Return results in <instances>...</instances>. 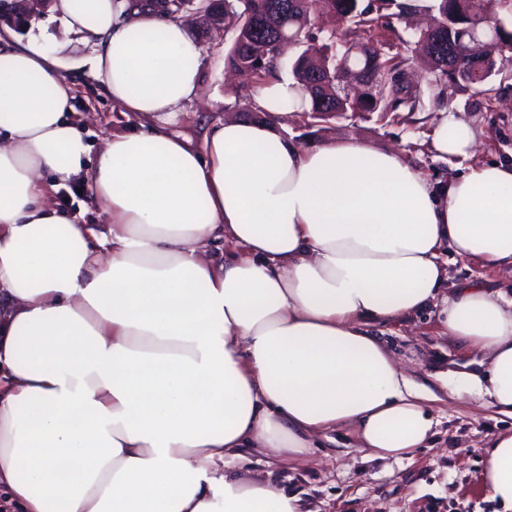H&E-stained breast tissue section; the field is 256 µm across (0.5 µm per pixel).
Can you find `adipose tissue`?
Masks as SVG:
<instances>
[{"label":"adipose tissue","mask_w":512,"mask_h":512,"mask_svg":"<svg viewBox=\"0 0 512 512\" xmlns=\"http://www.w3.org/2000/svg\"><path fill=\"white\" fill-rule=\"evenodd\" d=\"M51 11L137 129L91 148L60 48L0 30L1 496L22 512H310L232 462L302 461L330 430L370 459L424 445L428 398L372 328L434 305L485 357L464 393L512 416V298L440 296L444 249L512 270V163L432 181L358 138L305 148L272 122L303 96L285 77L258 92L265 120L194 146L169 130L203 87L183 22L127 0ZM431 147L465 159L476 137L444 111ZM73 179L104 223L51 203ZM484 487L512 512V433Z\"/></svg>","instance_id":"ef3b65f1"}]
</instances>
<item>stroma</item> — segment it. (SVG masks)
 I'll return each mask as SVG.
<instances>
[{
	"label": "stroma",
	"instance_id": "stroma-1",
	"mask_svg": "<svg viewBox=\"0 0 512 512\" xmlns=\"http://www.w3.org/2000/svg\"><path fill=\"white\" fill-rule=\"evenodd\" d=\"M47 33L62 45L73 63L64 71L72 86L77 114H93L90 121L94 142L115 132L130 130L126 113L105 94L89 74L90 44L68 32L50 12L29 19L17 30L20 37ZM369 38L390 57L402 60L410 78L409 92L419 93L415 110L398 107L393 112H347L333 120L318 122L302 112L279 119L281 132L313 149L329 140L351 136L382 148L399 150L405 159L429 179L465 172L478 163H512V51L496 52L497 72L489 84L494 97H486L466 84L439 80L437 74L417 60L410 44L406 17L388 9L370 32ZM231 42L224 35L203 43L200 68L201 97L186 106L173 126L192 141H200L206 127L235 112L236 97L255 102L260 88L251 79H240L238 95L227 92L224 53ZM450 111L467 121L475 131L478 149L470 159L435 158L431 134L441 112ZM448 287L477 283L490 291L512 293V271L481 267L444 252ZM383 339L410 368L414 380L435 396L431 404L435 420L429 441L399 460L367 461L363 450L345 437L329 431L314 442L308 463L297 466L288 458H272L251 450L236 466L244 475H273L289 490L300 493L312 512H495L496 506L483 488L486 449L500 433L512 432V417L457 397L446 378L478 371L480 351L439 332L436 310L409 317L407 322L383 328Z\"/></svg>",
	"mask_w": 512,
	"mask_h": 512
}]
</instances>
